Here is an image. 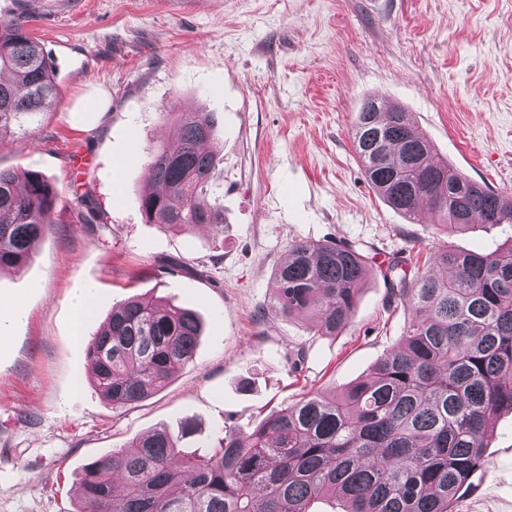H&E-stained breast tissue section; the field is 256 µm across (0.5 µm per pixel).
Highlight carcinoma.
I'll list each match as a JSON object with an SVG mask.
<instances>
[{
    "label": "carcinoma",
    "instance_id": "carcinoma-1",
    "mask_svg": "<svg viewBox=\"0 0 512 512\" xmlns=\"http://www.w3.org/2000/svg\"><path fill=\"white\" fill-rule=\"evenodd\" d=\"M56 94L54 62L23 15L0 21V144L28 126ZM173 144L149 147L146 221L216 235L224 219L210 197L215 155L210 112H178ZM353 146L383 201L415 220L426 209L445 229L505 225L512 197L435 159L431 143L398 106L375 98L357 112ZM87 224L103 217L77 198ZM56 196L36 171L0 169V274L21 272L53 230ZM390 257L380 274L389 301L411 313L398 346L339 394L308 392L244 435L225 428L202 448L155 430L87 463L76 512H309L327 495L345 512H452L483 461L495 417L512 411V243L491 253L437 249L412 274ZM372 260L346 241L297 240L271 276V310L316 335L350 323ZM197 315L131 298L87 342L94 389L121 410L164 388L193 361Z\"/></svg>",
    "mask_w": 512,
    "mask_h": 512
}]
</instances>
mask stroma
Instances as JSON below:
<instances>
[{"instance_id":"35a3bbf8","label":"stroma","mask_w":512,"mask_h":512,"mask_svg":"<svg viewBox=\"0 0 512 512\" xmlns=\"http://www.w3.org/2000/svg\"><path fill=\"white\" fill-rule=\"evenodd\" d=\"M19 13L55 60L57 92L0 146V168L43 174L57 200L54 231L21 273L0 275V512H74L84 465L138 435L190 417L197 432L182 445L196 447L364 376L408 310L387 304L374 272L339 335L281 318L270 278L292 241H353L382 262L445 245L490 252L512 235L411 222L370 187L352 142L379 93L412 112L439 158L512 195V0H0V20ZM195 111L215 123L220 236L140 210L144 147L169 144L163 113ZM82 194L104 228L82 223ZM85 282L97 293L81 317L73 292ZM132 296L193 309L203 334L167 387L116 411L89 382L84 340ZM453 510L512 512V412L495 418Z\"/></svg>"}]
</instances>
